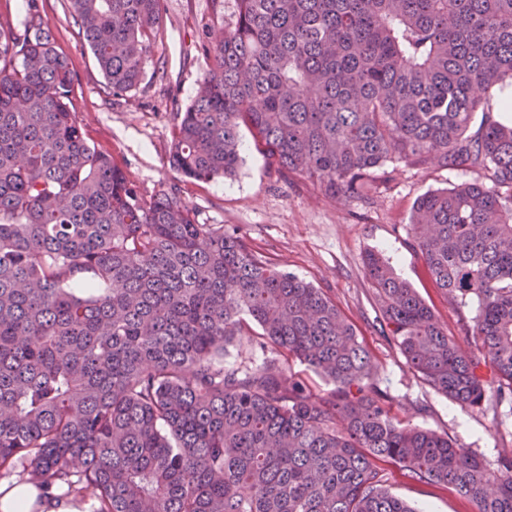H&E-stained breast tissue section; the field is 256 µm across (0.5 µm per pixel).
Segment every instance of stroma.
<instances>
[{"label": "stroma", "instance_id": "stroma-1", "mask_svg": "<svg viewBox=\"0 0 512 512\" xmlns=\"http://www.w3.org/2000/svg\"><path fill=\"white\" fill-rule=\"evenodd\" d=\"M39 6L56 48L75 73L79 122L144 193L180 186L200 223L236 232L275 267L321 288L354 325L371 355L378 384L400 419L448 435L492 470L499 457L512 454V403L500 400L492 383L480 406L464 409L425 384L384 327L377 292L363 266L368 251L381 252L413 283L458 345L475 352L472 337L460 330V319L473 317L477 304L457 308L433 287L413 247L410 222L413 204L423 194L482 179V171L393 161L376 171L368 198L333 199L303 178L281 177L246 131L243 161L234 178L183 181L168 163L175 108L196 96L209 66L199 41L228 29L235 0H164L163 23L143 80L122 97L105 93L103 74L80 40L64 0H39ZM385 474L388 490L419 512H472L449 488L415 483L394 465L386 466Z\"/></svg>", "mask_w": 512, "mask_h": 512}]
</instances>
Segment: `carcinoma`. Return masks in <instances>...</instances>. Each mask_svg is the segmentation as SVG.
I'll return each instance as SVG.
<instances>
[{
  "instance_id": "obj_1",
  "label": "carcinoma",
  "mask_w": 512,
  "mask_h": 512,
  "mask_svg": "<svg viewBox=\"0 0 512 512\" xmlns=\"http://www.w3.org/2000/svg\"><path fill=\"white\" fill-rule=\"evenodd\" d=\"M31 7L0 22V479L92 512H416L379 463L512 512L496 470L391 412L355 328L321 289L278 270L177 187L144 194L76 117L75 74ZM105 90L143 80L163 0H66ZM203 38V87L176 110L170 165L236 175L245 127L270 166L357 197L397 158L487 182L429 191L413 245L461 317L462 351L376 251L364 271L417 375L461 407L488 379L512 398V123L473 115L512 86V0H235ZM262 330V364L224 362ZM295 358L329 389L287 373Z\"/></svg>"
}]
</instances>
